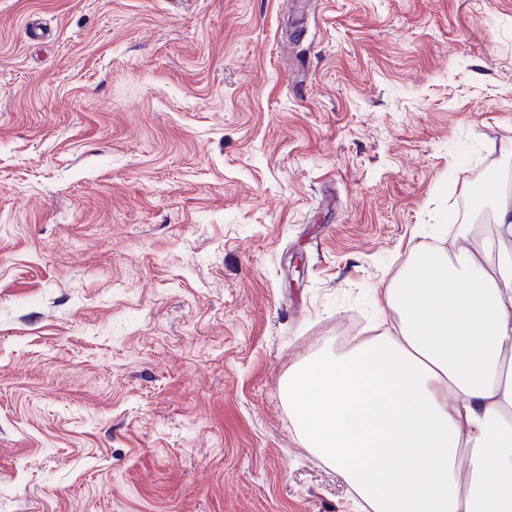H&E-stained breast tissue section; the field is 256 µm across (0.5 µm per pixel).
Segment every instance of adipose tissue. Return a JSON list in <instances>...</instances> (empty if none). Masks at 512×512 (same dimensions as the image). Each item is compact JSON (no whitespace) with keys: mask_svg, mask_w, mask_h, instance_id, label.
Returning a JSON list of instances; mask_svg holds the SVG:
<instances>
[{"mask_svg":"<svg viewBox=\"0 0 512 512\" xmlns=\"http://www.w3.org/2000/svg\"><path fill=\"white\" fill-rule=\"evenodd\" d=\"M422 246L384 292L393 325L283 387L304 448L370 512H512V196Z\"/></svg>","mask_w":512,"mask_h":512,"instance_id":"ef3b65f1","label":"adipose tissue"}]
</instances>
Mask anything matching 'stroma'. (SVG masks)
Masks as SVG:
<instances>
[{
    "label": "stroma",
    "mask_w": 512,
    "mask_h": 512,
    "mask_svg": "<svg viewBox=\"0 0 512 512\" xmlns=\"http://www.w3.org/2000/svg\"><path fill=\"white\" fill-rule=\"evenodd\" d=\"M493 173L512 0H0V512H362L288 372Z\"/></svg>",
    "instance_id": "1"
}]
</instances>
